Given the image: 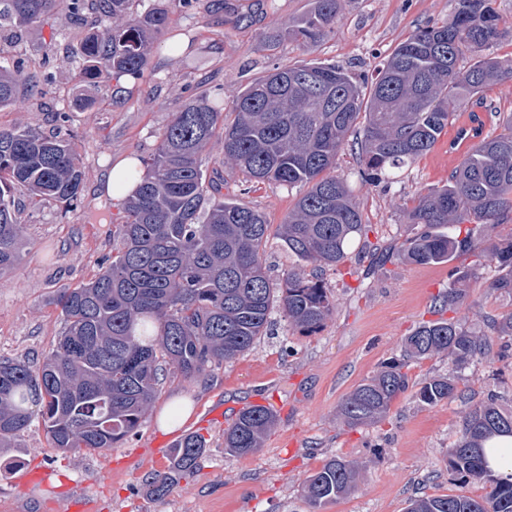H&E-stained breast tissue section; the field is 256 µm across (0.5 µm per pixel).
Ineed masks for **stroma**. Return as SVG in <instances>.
Here are the masks:
<instances>
[{"label": "stroma", "instance_id": "obj_1", "mask_svg": "<svg viewBox=\"0 0 512 512\" xmlns=\"http://www.w3.org/2000/svg\"><path fill=\"white\" fill-rule=\"evenodd\" d=\"M167 7L170 29L192 39L187 52L172 51L168 38H161L143 79L120 86L86 75L82 57L70 51L71 24L64 13L20 30L0 29V65L20 64L35 74L44 64L55 66L51 85L38 94L22 90L17 102L0 110V126L52 134L56 112H69L70 137L85 173L77 206L44 200L26 207L20 257L0 272V359L36 367L51 351L61 331L59 294L90 280L119 244L122 204L100 192L108 172L125 157L148 159L196 88L223 87L229 103L272 68L302 61L340 64L372 79L400 42L422 27L448 21L457 2L344 0L334 30L308 46L275 34L305 13L309 0H201L195 11L168 0ZM454 137L447 132L389 183L369 179L361 147L349 139L334 173L349 184L372 230L351 260L319 272L336 300L326 325L302 334L273 310L270 332L251 351L193 379L169 376L138 432L104 452H60L41 420H34L10 447L0 448V512H60L71 497L83 502L84 512H308L302 485L336 454L361 463L360 485L326 512H405L414 493L462 488L482 495L481 486H461L445 459L468 402L493 396L512 408V337L494 338L488 356L458 370L464 400L426 406L408 392L376 424L350 428L337 416L342 397L399 358L403 339L420 322L444 315L437 295L451 280V264H404L383 254L412 234L406 206L447 182L458 164L463 152L451 149ZM298 194L295 188L255 184L245 200L278 225ZM496 275L495 264L484 263L466 307L456 313L479 334L488 333V317L512 311V297L488 288ZM176 398L190 400L193 413L182 425L160 430L158 417ZM258 403L278 417L262 448L247 457L225 452V429L240 409ZM219 407L222 419L210 420ZM192 433L206 440L196 472L165 499L150 500L143 481L156 469L155 442L171 446ZM39 467L53 469L49 485L14 484L16 469Z\"/></svg>", "mask_w": 512, "mask_h": 512}]
</instances>
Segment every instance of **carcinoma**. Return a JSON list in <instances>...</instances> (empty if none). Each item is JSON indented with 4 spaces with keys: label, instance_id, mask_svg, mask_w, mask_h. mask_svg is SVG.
<instances>
[{
    "label": "carcinoma",
    "instance_id": "carcinoma-1",
    "mask_svg": "<svg viewBox=\"0 0 512 512\" xmlns=\"http://www.w3.org/2000/svg\"><path fill=\"white\" fill-rule=\"evenodd\" d=\"M132 4L0 0V24L21 28L61 11L72 23L70 39L89 75L139 81L169 15L160 0L143 13H133ZM340 14L341 0H310L304 14L288 21L285 34L314 42ZM511 34L492 0H458L451 21L399 43L369 84L341 65L302 63L277 67L236 95L230 121L208 90L186 102L126 198L112 260L59 295L62 328L42 365L0 361V443L20 435L37 415L53 447L63 452L115 448L138 431L167 371L192 379L237 359L265 334L272 308L303 333L323 328L336 304L303 264L337 267L351 245L372 231L346 182L330 174L339 151L361 131L366 169L392 178L435 147L454 120L457 101L479 104L486 89L512 75L511 60L487 54ZM53 79L49 69L31 81L22 67L1 68L0 109L16 101L21 85L36 89ZM469 121L475 142L447 184L406 210L413 234L391 255L415 265L471 257L453 269L441 295L450 311L467 303L484 259L499 269L488 287L512 295V239L493 236L512 211V114L496 134H483L485 122L475 112ZM55 122L60 133L53 136L29 127L0 128V271L14 265L23 234L16 191L68 206L81 197L80 156L64 135L69 114L56 113ZM215 143L224 164L244 182L305 188L275 232L261 210L224 195V179L203 169L201 155ZM272 234L301 262L277 284L263 265ZM490 340L452 318L421 323L404 339L403 359L384 364L342 398L339 417L351 428L380 421L409 389V362L441 354L451 363L448 373L418 383L415 398L427 406L455 401L456 369L482 357ZM276 424L269 407L247 406L224 430V448L252 455ZM504 436L512 437V411L492 398L475 404L446 464L485 493L416 496L405 512H512V447H488ZM205 448L198 435L176 443L168 469L143 481L148 497L168 496L179 478L196 471ZM491 457L509 472L495 473ZM360 472L354 461L327 459L305 480L309 512H324L354 491Z\"/></svg>",
    "mask_w": 512,
    "mask_h": 512
}]
</instances>
